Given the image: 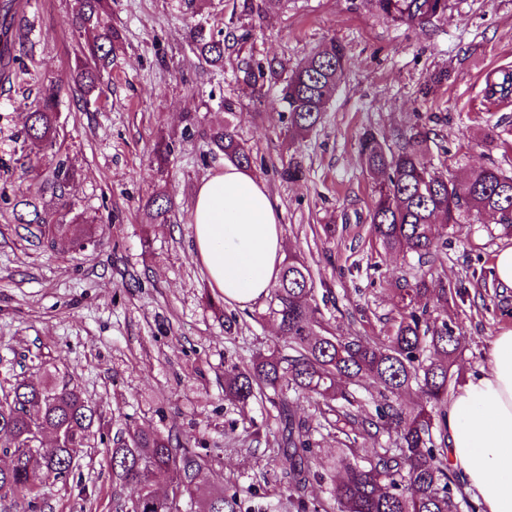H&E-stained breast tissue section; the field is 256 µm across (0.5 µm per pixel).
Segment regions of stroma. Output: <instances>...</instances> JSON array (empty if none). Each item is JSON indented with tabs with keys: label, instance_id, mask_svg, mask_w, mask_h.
I'll return each instance as SVG.
<instances>
[{
	"label": "stroma",
	"instance_id": "35a3bbf8",
	"mask_svg": "<svg viewBox=\"0 0 512 512\" xmlns=\"http://www.w3.org/2000/svg\"><path fill=\"white\" fill-rule=\"evenodd\" d=\"M112 0L123 33L106 99L83 111L76 89L61 94V152L75 169L66 198L93 224L98 247L75 252L26 242L12 199L27 190L52 197L51 159L33 177L20 169L21 130L43 82L65 77L83 38L71 28L73 0H24L12 33L15 59L0 70V384L42 381L45 364L78 385L104 418L108 435L132 424L177 437L206 454L216 470L252 492L262 512H282L286 492L273 476L279 438L276 407H238L224 398L227 359L249 362L287 337L265 319L267 302L240 307L213 294L192 249L194 191L224 167L207 133L231 122L281 210L285 250L310 267L317 294L335 301L321 312L340 336L385 335L396 316L394 290L426 280L455 294L432 320L459 326L465 348L454 370L468 379L486 370L493 343L512 329V287L494 274L496 254L512 246L499 225L461 221L448 246L421 265L386 252L371 236L374 183L359 151L372 129L388 135L421 126L441 172L465 174L496 165L512 172V106L489 100L487 77L512 68V0H448L446 15L426 28L382 16L373 0ZM201 24L223 30L224 67L201 71L187 37ZM348 64L321 127L289 145L279 87L263 92L235 79L239 57L296 63L329 40ZM192 132H185L187 117ZM494 141H487V133ZM172 139L174 155L159 169L153 148ZM301 161L288 182L282 162ZM172 198L166 224L146 223L142 207L156 193ZM336 227L325 237L322 227ZM236 317L225 335V317ZM259 431L260 442L245 443ZM131 487L116 486L99 436H92L66 483H51L39 505L20 496L0 512H115Z\"/></svg>",
	"mask_w": 512,
	"mask_h": 512
}]
</instances>
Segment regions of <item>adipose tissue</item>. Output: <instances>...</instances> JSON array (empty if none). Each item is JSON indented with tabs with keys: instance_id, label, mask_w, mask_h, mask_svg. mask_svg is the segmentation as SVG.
I'll use <instances>...</instances> for the list:
<instances>
[{
	"instance_id": "ef3b65f1",
	"label": "adipose tissue",
	"mask_w": 512,
	"mask_h": 512,
	"mask_svg": "<svg viewBox=\"0 0 512 512\" xmlns=\"http://www.w3.org/2000/svg\"><path fill=\"white\" fill-rule=\"evenodd\" d=\"M194 255L225 302L266 298L285 256L278 202L265 182L225 164L192 202ZM448 465L482 512H512V329L494 341L489 369L468 380L448 409Z\"/></svg>"
}]
</instances>
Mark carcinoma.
Returning a JSON list of instances; mask_svg holds the SVG:
<instances>
[{"label":"carcinoma","mask_w":512,"mask_h":512,"mask_svg":"<svg viewBox=\"0 0 512 512\" xmlns=\"http://www.w3.org/2000/svg\"><path fill=\"white\" fill-rule=\"evenodd\" d=\"M384 15L402 24L424 28L448 10V0H375ZM112 0H74L71 27L87 36L77 54L70 80L81 92L84 110L103 94L102 73L117 58L122 43L119 28L104 21ZM199 60L212 69L224 67L226 39L202 25L189 30ZM347 66L344 47L334 41L293 66L250 58L236 70L237 81L262 91L272 81L282 84L280 100L292 139L307 138L323 122L331 93ZM61 86L46 85L37 109L29 113L24 150L59 152ZM486 94L512 98V70L501 69L488 79ZM216 153L249 168L252 156L226 122L210 129ZM365 168L375 183L371 228L386 250H398L423 263L448 244L447 227L467 214L478 222L495 220L512 234V173L498 166L474 168L463 178L437 171L431 162L428 133L413 128L389 140L371 130L359 140ZM73 176L61 159L53 171L57 202L49 205L29 192L14 194L12 211L37 245L52 249L68 240L75 250L89 243L81 217L72 214L66 187ZM172 200L156 194L145 205L150 224H166ZM450 289H397L399 318L378 340L338 336L317 317L314 279L296 255L283 262L268 315L278 333L288 337V352L278 348L257 354L250 363H232L224 370V396L237 404L266 399L279 408L282 420L279 468L290 507L298 512L320 510L308 499L314 481H329L336 512H459L470 503L448 472V391L452 366L462 351L463 336L443 321L432 323L430 306L448 303ZM53 365L40 383L18 381L0 393V452L10 457L0 466V498L19 495L33 504L44 499L47 481L64 482L76 467L78 449L85 446L101 414L82 390L55 380ZM377 391L363 402L359 387ZM413 395L417 407L407 410L401 397ZM312 400L336 430L338 448L327 463L312 449L311 429L296 419L292 399ZM375 444L365 463L350 448L358 439ZM112 480L131 486L133 494L117 502L116 512H255L244 506L229 480L211 461L181 445L170 435L141 428L119 434L107 449ZM168 476L164 493L154 488L159 474Z\"/></svg>","instance_id":"1"}]
</instances>
